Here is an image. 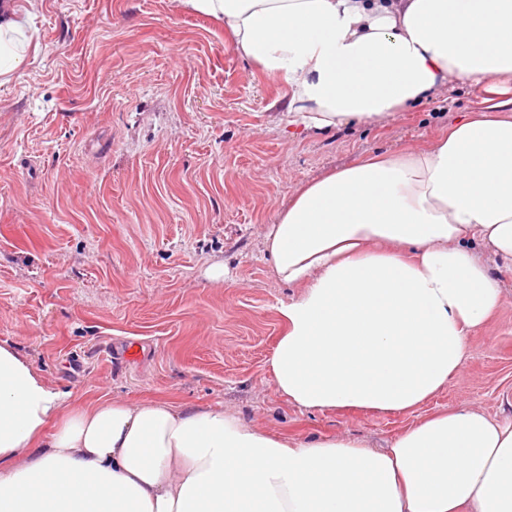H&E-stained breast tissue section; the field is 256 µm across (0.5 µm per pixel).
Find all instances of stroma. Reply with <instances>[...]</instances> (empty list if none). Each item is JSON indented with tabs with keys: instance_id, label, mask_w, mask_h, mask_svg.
<instances>
[{
	"instance_id": "obj_1",
	"label": "stroma",
	"mask_w": 512,
	"mask_h": 512,
	"mask_svg": "<svg viewBox=\"0 0 512 512\" xmlns=\"http://www.w3.org/2000/svg\"><path fill=\"white\" fill-rule=\"evenodd\" d=\"M36 14L38 57L0 87V343L74 396L221 405L273 434L382 445L436 410L512 412L511 263L491 265L504 303L460 377L413 413L303 412L267 366L295 290L264 228L322 173L485 111L483 87L314 134L222 24L173 0H37Z\"/></svg>"
}]
</instances>
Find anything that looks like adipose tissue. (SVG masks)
<instances>
[{
    "mask_svg": "<svg viewBox=\"0 0 512 512\" xmlns=\"http://www.w3.org/2000/svg\"><path fill=\"white\" fill-rule=\"evenodd\" d=\"M281 82L291 124L383 125L452 84L500 100L424 145L298 189L263 232L280 302L268 360L304 411L408 413L448 385L512 262V0H175ZM0 0V87L37 58ZM0 512H512V416H426L389 447L276 435L223 407L84 402L0 344Z\"/></svg>",
    "mask_w": 512,
    "mask_h": 512,
    "instance_id": "obj_1",
    "label": "adipose tissue"
}]
</instances>
